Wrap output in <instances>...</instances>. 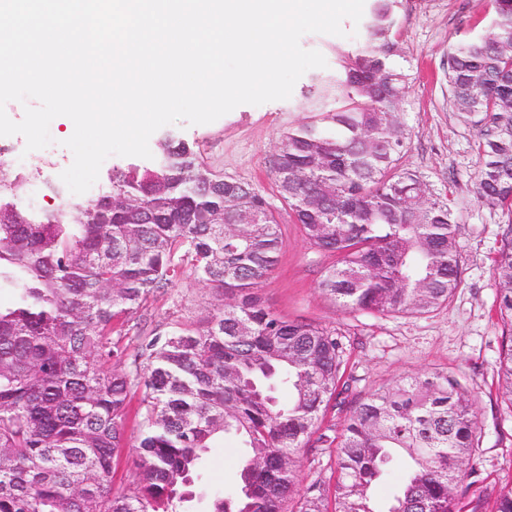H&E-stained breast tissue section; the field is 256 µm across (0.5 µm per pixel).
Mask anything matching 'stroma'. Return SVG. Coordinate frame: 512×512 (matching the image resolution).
Listing matches in <instances>:
<instances>
[{
    "mask_svg": "<svg viewBox=\"0 0 512 512\" xmlns=\"http://www.w3.org/2000/svg\"><path fill=\"white\" fill-rule=\"evenodd\" d=\"M488 0H402L399 9L400 45L411 74L405 100L396 120L409 132L403 167L420 172L430 192L451 199L460 224L457 242L463 257L461 285L448 304L422 315L377 317L348 314L317 289L334 256L310 247L278 197L268 160L288 129L306 122L313 101L323 94L321 80L335 74L358 42L351 21H343L344 36L309 33L303 49L321 52L327 65L307 71L289 99L258 106L243 104L204 125L178 122L157 130L150 148L171 138L193 146L210 169L251 184L275 210L286 232V246L262 294L288 320L303 319L335 328L346 362L343 387L327 412L320 431L303 448L297 468L300 487L328 484L330 466L342 423L358 401L379 386L430 370L456 375L473 396L478 414L477 474L472 494L492 502L499 488L512 481V412L498 393L494 367L501 351L502 326L496 314L492 260L504 218L479 203L473 194L478 167L476 127L459 120L449 101L443 75L448 48L455 40L480 31L486 22ZM67 117L49 125L57 144L55 156L23 166L25 198L48 209L56 200L46 188L73 161L64 147ZM186 311L200 312L209 296L193 277L184 276L172 296L149 299L144 309L148 326L166 323L173 299ZM242 450L237 438L225 437L210 449L202 480L211 492L230 489Z\"/></svg>",
    "mask_w": 512,
    "mask_h": 512,
    "instance_id": "35a3bbf8",
    "label": "stroma"
}]
</instances>
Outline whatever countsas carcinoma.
<instances>
[{
	"label": "carcinoma",
	"mask_w": 512,
	"mask_h": 512,
	"mask_svg": "<svg viewBox=\"0 0 512 512\" xmlns=\"http://www.w3.org/2000/svg\"><path fill=\"white\" fill-rule=\"evenodd\" d=\"M478 36L448 51L454 111L478 128L474 196L506 217L492 271L512 333V0H490ZM375 0L333 103L288 130L270 160L276 191L304 240L334 254L318 290L347 312L424 314L461 284L457 219L401 166L395 121L409 84L397 6ZM23 176L0 160V512H190L205 455L224 436L247 453L236 487L211 512H329L326 489H298L296 456L344 375L336 329L287 320L260 294L286 245L277 212L249 184L165 139L150 165L114 170L92 204L24 202ZM211 295L135 349L143 309L185 275ZM512 408V344L495 366ZM137 408H132L133 399ZM139 435L126 430L131 410ZM474 400L453 375L384 384L350 410L336 449L334 512H460L475 473ZM132 449L133 487L112 489ZM394 464L386 507L373 485ZM492 512H512V482Z\"/></svg>",
	"instance_id": "carcinoma-1"
}]
</instances>
